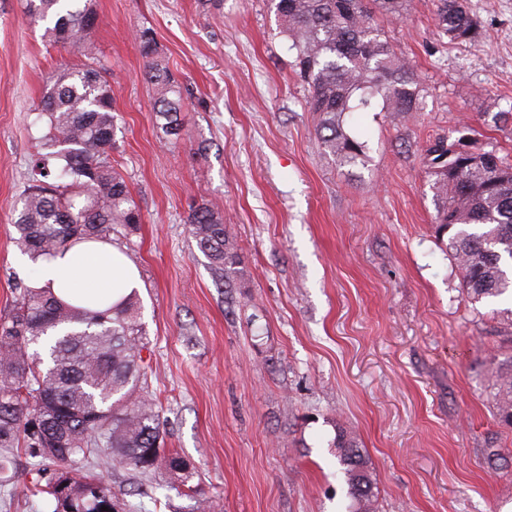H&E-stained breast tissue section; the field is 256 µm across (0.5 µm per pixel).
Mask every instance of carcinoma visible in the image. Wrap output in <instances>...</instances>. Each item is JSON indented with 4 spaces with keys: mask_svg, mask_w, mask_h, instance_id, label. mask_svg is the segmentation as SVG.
<instances>
[{
    "mask_svg": "<svg viewBox=\"0 0 512 512\" xmlns=\"http://www.w3.org/2000/svg\"><path fill=\"white\" fill-rule=\"evenodd\" d=\"M279 33L291 42L292 66L305 86V109L318 116L326 159L349 171L367 167L369 144L349 127L354 112L376 108L406 121L420 104L412 67L374 17H404L408 0H270ZM32 22L50 44L88 56L85 36L98 22L93 0H27ZM439 34L475 43L480 27L463 0H440ZM144 76L155 90L157 127L169 141L184 136L183 86L162 56L153 31L135 35ZM39 116L47 132L36 144L32 178L14 207V242L32 261L85 240H112L142 223L123 175L112 165L115 115L109 69L76 64L45 89ZM437 138L425 150L438 200L436 238L461 272L471 304L512 293V163L491 153L474 162ZM190 234L210 263L229 277L238 244L215 207L190 206ZM139 300L132 295L103 309L68 305L49 288H19L0 317V487L14 484L19 451L38 459L33 471L52 476L24 483L47 512H133L112 486L92 473L101 463L147 476L163 473L177 492H195L196 467L165 448L155 401L143 392L144 348ZM493 407L512 427V354L497 364ZM347 487L346 512H377L368 458L356 435L338 427L330 446Z\"/></svg>",
    "mask_w": 512,
    "mask_h": 512,
    "instance_id": "obj_1",
    "label": "carcinoma"
}]
</instances>
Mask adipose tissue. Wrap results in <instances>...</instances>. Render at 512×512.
<instances>
[{"label": "adipose tissue", "mask_w": 512, "mask_h": 512, "mask_svg": "<svg viewBox=\"0 0 512 512\" xmlns=\"http://www.w3.org/2000/svg\"><path fill=\"white\" fill-rule=\"evenodd\" d=\"M37 267L39 286L73 305L92 308L100 297L113 304L142 288L135 265L109 242L67 247Z\"/></svg>", "instance_id": "adipose-tissue-1"}]
</instances>
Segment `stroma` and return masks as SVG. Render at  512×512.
<instances>
[{
  "mask_svg": "<svg viewBox=\"0 0 512 512\" xmlns=\"http://www.w3.org/2000/svg\"><path fill=\"white\" fill-rule=\"evenodd\" d=\"M88 34L112 73V162L143 222L112 243L139 268L148 393L166 446L197 468L196 496L103 465L97 475L138 512H345L330 451L355 432L378 512H512V428L492 406L495 360L512 350L503 310L473 308L435 236L425 164L435 138L476 139L512 162V0H466L482 37L451 43L438 0H410L377 23L421 87V109L393 124L361 112L367 170L325 159L317 119L291 68L269 0H94ZM26 0H0V316L36 268L9 215L27 185L36 107L74 57L31 24ZM149 28L186 87L187 131L166 142L133 39ZM210 201L241 264L225 277L198 250L192 200ZM508 465L495 470L488 444Z\"/></svg>",
  "mask_w": 512,
  "mask_h": 512,
  "instance_id": "stroma-1",
  "label": "stroma"
}]
</instances>
